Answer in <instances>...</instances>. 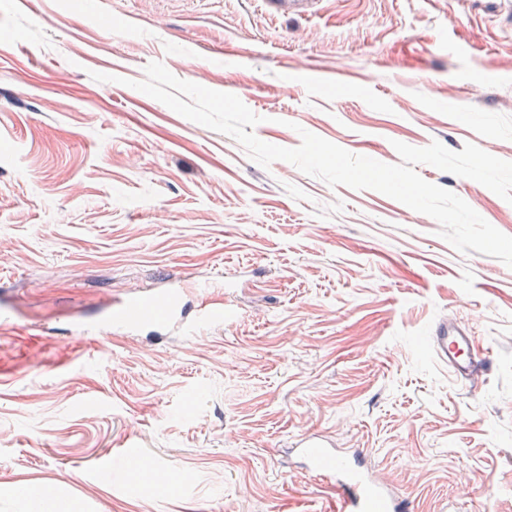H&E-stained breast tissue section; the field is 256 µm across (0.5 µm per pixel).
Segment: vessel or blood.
Wrapping results in <instances>:
<instances>
[{
    "mask_svg": "<svg viewBox=\"0 0 512 512\" xmlns=\"http://www.w3.org/2000/svg\"><path fill=\"white\" fill-rule=\"evenodd\" d=\"M192 293V287L183 280L158 289L145 299L119 303L113 308L111 325L130 332L151 327L191 336L223 322L227 312L223 298H210L192 310L185 303ZM431 348L439 361L471 389H478L490 371L488 359L477 354L473 337L455 321L443 320L436 325ZM297 447L307 468L321 473L330 483L336 495L335 512H413L408 496L365 472L328 437L308 434Z\"/></svg>",
    "mask_w": 512,
    "mask_h": 512,
    "instance_id": "b4317fda",
    "label": "vessel or blood"
}]
</instances>
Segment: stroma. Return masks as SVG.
Here are the masks:
<instances>
[{"label":"stroma","instance_id":"35a3bbf8","mask_svg":"<svg viewBox=\"0 0 512 512\" xmlns=\"http://www.w3.org/2000/svg\"><path fill=\"white\" fill-rule=\"evenodd\" d=\"M153 61L238 96L273 145L304 129L387 164L435 140L512 161L505 0H0V512L33 485L67 512H330L290 459L314 431L415 512H512V268L143 100L123 81ZM417 171L512 235L511 203ZM171 277L232 315L101 329ZM448 318L492 362L479 389L431 352Z\"/></svg>","mask_w":512,"mask_h":512}]
</instances>
